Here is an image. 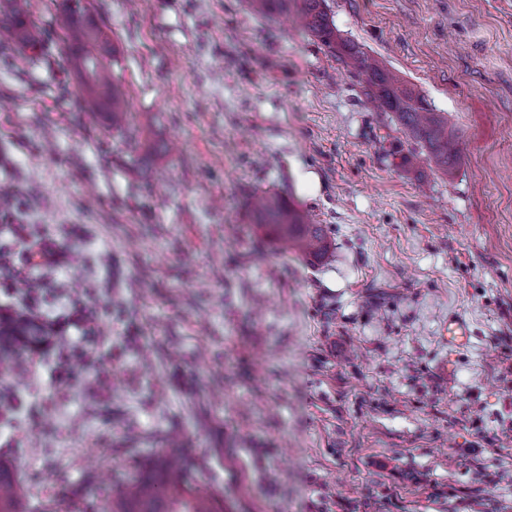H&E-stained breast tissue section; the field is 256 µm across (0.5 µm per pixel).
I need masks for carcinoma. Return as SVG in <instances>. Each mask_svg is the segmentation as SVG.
I'll return each mask as SVG.
<instances>
[{
    "instance_id": "carcinoma-1",
    "label": "carcinoma",
    "mask_w": 512,
    "mask_h": 512,
    "mask_svg": "<svg viewBox=\"0 0 512 512\" xmlns=\"http://www.w3.org/2000/svg\"><path fill=\"white\" fill-rule=\"evenodd\" d=\"M259 15H274L295 9L300 28L336 50L349 72L365 83L368 95L402 129L412 144L402 162L426 167L445 176L454 174L458 151L456 136L448 131V119L436 111L423 95L374 59L359 44L344 39L325 9V0H250ZM29 0H3L0 15L6 21L10 40L20 49L48 54L54 41L30 19ZM68 44L69 62L75 70L84 98L90 107L103 112L120 131L127 124L124 92L115 82L112 66L116 48L112 39L90 14L83 0H62L56 17ZM251 223L264 237L308 259L323 258L330 247L322 224H310L283 197L265 193L251 206ZM0 336L29 345L42 337L39 327L17 321L0 329ZM0 512H26L21 488L0 462ZM109 512H223L220 499L206 487L188 482L185 473L164 466L159 471L141 472L113 497Z\"/></svg>"
}]
</instances>
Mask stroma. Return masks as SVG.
Segmentation results:
<instances>
[{
  "mask_svg": "<svg viewBox=\"0 0 512 512\" xmlns=\"http://www.w3.org/2000/svg\"><path fill=\"white\" fill-rule=\"evenodd\" d=\"M327 4L447 117L452 177L402 164L410 142L334 51L249 0H88L120 134L63 45L32 65L0 43V314L46 332L0 375L28 512H106L176 456L227 512H512V0ZM265 191L325 225L323 261L256 232ZM31 238L51 267L31 270ZM61 287L97 343L60 393Z\"/></svg>",
  "mask_w": 512,
  "mask_h": 512,
  "instance_id": "35a3bbf8",
  "label": "stroma"
}]
</instances>
